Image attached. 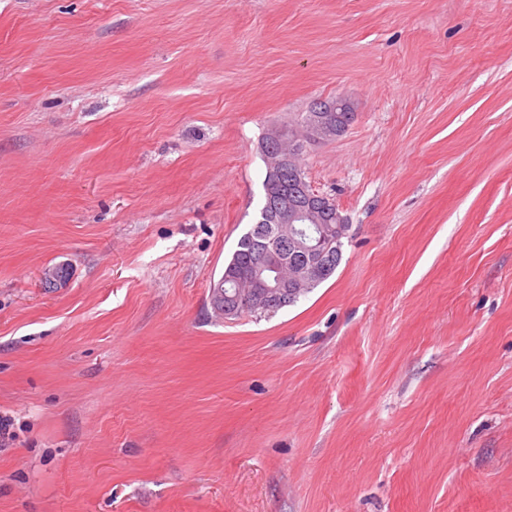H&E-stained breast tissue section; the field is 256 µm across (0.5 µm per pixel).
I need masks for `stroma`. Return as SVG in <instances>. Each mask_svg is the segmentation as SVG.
Instances as JSON below:
<instances>
[{"label":"stroma","instance_id":"obj_1","mask_svg":"<svg viewBox=\"0 0 512 512\" xmlns=\"http://www.w3.org/2000/svg\"><path fill=\"white\" fill-rule=\"evenodd\" d=\"M336 97L340 265L216 318ZM4 415L0 512H512V0H0Z\"/></svg>","mask_w":512,"mask_h":512}]
</instances>
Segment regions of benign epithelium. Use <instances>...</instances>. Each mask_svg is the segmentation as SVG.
<instances>
[{"mask_svg":"<svg viewBox=\"0 0 512 512\" xmlns=\"http://www.w3.org/2000/svg\"><path fill=\"white\" fill-rule=\"evenodd\" d=\"M350 104L341 98L334 101H319L314 104L311 113L307 116L305 127L294 132L293 136H283V131L274 128L267 133L265 152L271 159L270 185H275L277 176L288 157L282 155V147L288 146V151L297 153L301 146L309 142L329 140L339 133L343 118L341 113L350 112ZM307 205L299 207H284L279 212V236L282 244L304 253L309 265L299 272L288 275V267L270 252L266 260L256 266L252 279L257 288L264 291L268 299L279 295L281 289L288 287V282L298 283L303 278L311 276L317 271L323 257L320 243L325 236V230L319 226L321 218L316 204L317 193L308 194ZM303 224L305 228L298 229L296 225Z\"/></svg>","mask_w":512,"mask_h":512,"instance_id":"1","label":"benign epithelium"}]
</instances>
